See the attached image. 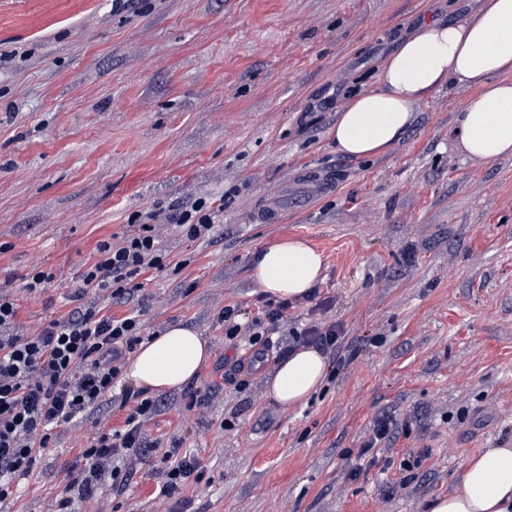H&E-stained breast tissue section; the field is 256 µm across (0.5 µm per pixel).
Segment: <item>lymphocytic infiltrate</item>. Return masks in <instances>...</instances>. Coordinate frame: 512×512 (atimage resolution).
Listing matches in <instances>:
<instances>
[{
    "instance_id": "f902f5d3",
    "label": "lymphocytic infiltrate",
    "mask_w": 512,
    "mask_h": 512,
    "mask_svg": "<svg viewBox=\"0 0 512 512\" xmlns=\"http://www.w3.org/2000/svg\"><path fill=\"white\" fill-rule=\"evenodd\" d=\"M215 217L203 201L173 214L133 216L128 234L116 242L100 241L96 261L79 275L76 296L82 306L33 335L15 333L16 304L0 293V503L13 496L16 478L32 470L37 454L49 451L52 428L71 422L111 392L126 353L142 339L139 316L104 314L98 295L124 299L133 278L167 270L159 224L175 225L187 237L198 238L212 232ZM289 306L286 300L267 303L263 318L248 324L238 322L237 307L225 306L221 319L226 340L233 343L245 336L250 345L260 344L263 324L279 326ZM122 401L130 406L123 427L93 422L89 444L71 465L67 484L49 512H73L76 500L95 498L107 480L118 479L127 457L148 447L142 427L155 413L156 400L128 391Z\"/></svg>"
}]
</instances>
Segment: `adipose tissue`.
Masks as SVG:
<instances>
[{
	"instance_id": "1",
	"label": "adipose tissue",
	"mask_w": 512,
	"mask_h": 512,
	"mask_svg": "<svg viewBox=\"0 0 512 512\" xmlns=\"http://www.w3.org/2000/svg\"><path fill=\"white\" fill-rule=\"evenodd\" d=\"M480 87L456 114L454 134L466 156L481 163L512 156V0H482L459 22L429 18L403 39L383 64L376 87L348 101L333 129L339 153L370 157L396 142L415 107L448 83ZM319 252L290 239L262 250L252 280L276 298L299 299L318 281ZM210 356L207 340L176 323L140 344L124 376L141 389L167 392L193 380ZM326 357L296 347L278 364L267 391L288 408L322 386ZM427 512H512V448H490L471 459L452 492L429 501Z\"/></svg>"
}]
</instances>
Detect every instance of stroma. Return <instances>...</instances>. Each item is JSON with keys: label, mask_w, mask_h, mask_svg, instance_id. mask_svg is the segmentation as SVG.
I'll list each match as a JSON object with an SVG mask.
<instances>
[{"label": "stroma", "mask_w": 512, "mask_h": 512, "mask_svg": "<svg viewBox=\"0 0 512 512\" xmlns=\"http://www.w3.org/2000/svg\"><path fill=\"white\" fill-rule=\"evenodd\" d=\"M477 4L0 0V291L16 300L18 334L78 307L77 276L131 215L219 209L205 238L161 226L174 270L100 301L141 315L147 337L172 323L197 329L210 357L182 389L158 394L144 425L158 448L131 455L128 480L77 512H425L471 458L512 448V157L477 163L454 138L475 88L433 93L379 155H341L332 137L403 36ZM288 238L325 260L314 298L293 302L289 321L337 326L340 339L323 386L285 409L267 382L291 337L271 334L241 391L243 352L219 313L260 316L251 261ZM35 266L55 280L31 292ZM132 386L54 429L8 512H47L93 420L123 426ZM389 415L394 437L359 456ZM174 441L205 473L166 497L156 471Z\"/></svg>", "instance_id": "stroma-1"}]
</instances>
